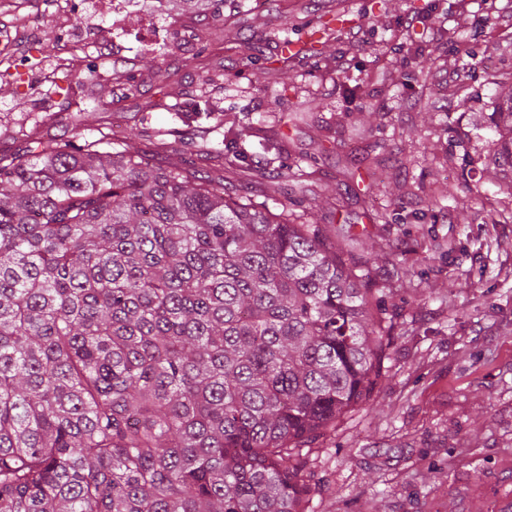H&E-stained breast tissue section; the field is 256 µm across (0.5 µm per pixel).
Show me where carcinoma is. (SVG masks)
Instances as JSON below:
<instances>
[{"instance_id": "cac0c4a2", "label": "carcinoma", "mask_w": 512, "mask_h": 512, "mask_svg": "<svg viewBox=\"0 0 512 512\" xmlns=\"http://www.w3.org/2000/svg\"><path fill=\"white\" fill-rule=\"evenodd\" d=\"M175 118L158 147L178 157L225 123L206 100ZM73 121L92 137H46L50 115L0 156V512H305L299 443L379 376L367 289L288 202L119 150L101 111ZM493 121L486 165L512 170V85ZM257 145L277 147L236 120L209 160L261 182Z\"/></svg>"}]
</instances>
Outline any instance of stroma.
I'll list each match as a JSON object with an SVG mask.
<instances>
[{
	"label": "stroma",
	"instance_id": "stroma-1",
	"mask_svg": "<svg viewBox=\"0 0 512 512\" xmlns=\"http://www.w3.org/2000/svg\"><path fill=\"white\" fill-rule=\"evenodd\" d=\"M227 0L237 39L166 0H0V33L32 31L76 59L0 77V131L53 112L61 87L112 114V139L149 154L169 108L203 97L279 133L307 176L288 195L361 276L384 327L373 390L309 442L308 512H503L512 503V171L482 160L497 138V84L512 81V0ZM293 41L323 60L281 68ZM259 56L242 63L244 43ZM391 73L390 86L376 81ZM141 93L126 96L124 74ZM151 112L143 122V112ZM376 150L381 165L362 161Z\"/></svg>",
	"mask_w": 512,
	"mask_h": 512
}]
</instances>
